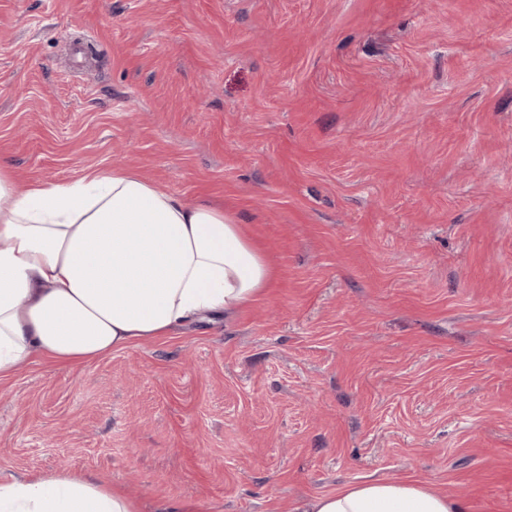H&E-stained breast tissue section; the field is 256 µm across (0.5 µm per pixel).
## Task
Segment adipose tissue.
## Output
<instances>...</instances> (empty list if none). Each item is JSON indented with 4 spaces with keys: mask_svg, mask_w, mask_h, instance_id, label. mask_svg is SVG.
<instances>
[{
    "mask_svg": "<svg viewBox=\"0 0 512 512\" xmlns=\"http://www.w3.org/2000/svg\"><path fill=\"white\" fill-rule=\"evenodd\" d=\"M260 249L223 207L115 167L19 189L0 162V377L33 354L85 364L270 288ZM0 512H141L118 485L67 470L0 482ZM301 512H466L433 485L376 480Z\"/></svg>",
    "mask_w": 512,
    "mask_h": 512,
    "instance_id": "obj_1",
    "label": "adipose tissue"
}]
</instances>
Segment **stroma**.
<instances>
[{
    "mask_svg": "<svg viewBox=\"0 0 512 512\" xmlns=\"http://www.w3.org/2000/svg\"><path fill=\"white\" fill-rule=\"evenodd\" d=\"M19 188L124 166L271 288L0 379V480L297 512L376 479L512 512V0H0Z\"/></svg>",
    "mask_w": 512,
    "mask_h": 512,
    "instance_id": "1",
    "label": "stroma"
}]
</instances>
